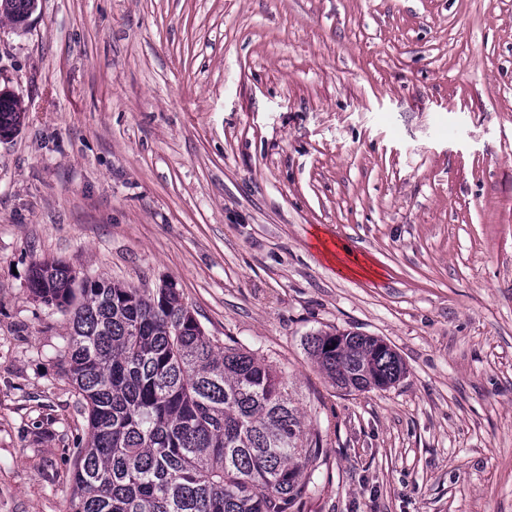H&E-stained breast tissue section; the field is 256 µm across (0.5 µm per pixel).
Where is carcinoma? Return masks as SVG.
Masks as SVG:
<instances>
[{
	"label": "carcinoma",
	"instance_id": "1",
	"mask_svg": "<svg viewBox=\"0 0 512 512\" xmlns=\"http://www.w3.org/2000/svg\"><path fill=\"white\" fill-rule=\"evenodd\" d=\"M35 0H0L16 25ZM21 100L0 99L20 129ZM35 300L67 313L66 371L88 409L68 512H299L323 454L288 383L264 358L221 347L171 284L150 291L33 265ZM308 353L337 388L385 390L405 373L383 340L318 333Z\"/></svg>",
	"mask_w": 512,
	"mask_h": 512
}]
</instances>
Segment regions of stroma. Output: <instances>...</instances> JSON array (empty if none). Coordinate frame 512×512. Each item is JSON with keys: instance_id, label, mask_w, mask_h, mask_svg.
Listing matches in <instances>:
<instances>
[{"instance_id": "1", "label": "stroma", "mask_w": 512, "mask_h": 512, "mask_svg": "<svg viewBox=\"0 0 512 512\" xmlns=\"http://www.w3.org/2000/svg\"><path fill=\"white\" fill-rule=\"evenodd\" d=\"M4 87L0 512H67L87 434L52 258L276 367L323 438L300 512H512V0H36ZM336 331L404 377L336 388ZM9 89L0 90V141L9 139L17 133L26 119V109L21 100ZM12 95V96H8ZM4 126H13L5 128ZM16 129V130H15ZM383 341L359 333L324 332L311 336L307 350L336 388L369 392L391 387L405 373L401 357Z\"/></svg>"}]
</instances>
